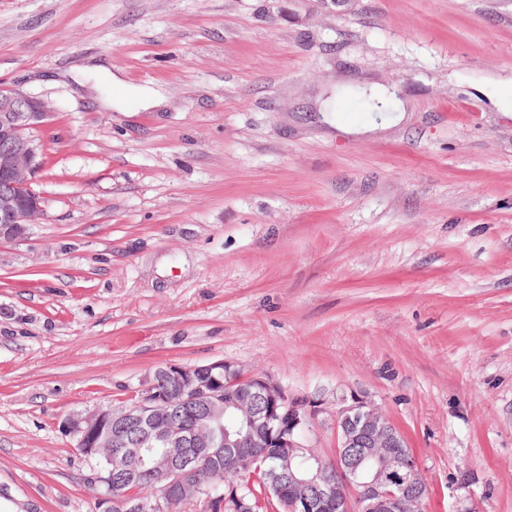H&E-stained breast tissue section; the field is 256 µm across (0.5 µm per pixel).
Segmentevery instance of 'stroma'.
<instances>
[{
    "mask_svg": "<svg viewBox=\"0 0 512 512\" xmlns=\"http://www.w3.org/2000/svg\"><path fill=\"white\" fill-rule=\"evenodd\" d=\"M511 76L512 0H0V88L48 111L0 239V512H103L62 420L221 359L322 399L328 455L337 398L380 405L421 512H512Z\"/></svg>",
    "mask_w": 512,
    "mask_h": 512,
    "instance_id": "stroma-1",
    "label": "stroma"
}]
</instances>
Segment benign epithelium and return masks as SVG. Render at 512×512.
Here are the masks:
<instances>
[{"instance_id":"7a95c632","label":"benign epithelium","mask_w":512,"mask_h":512,"mask_svg":"<svg viewBox=\"0 0 512 512\" xmlns=\"http://www.w3.org/2000/svg\"><path fill=\"white\" fill-rule=\"evenodd\" d=\"M46 116L39 99L0 89V236L21 238L41 211V197L32 189L42 166L41 143L33 135ZM237 373L234 363L212 362L206 367L167 363L141 390L131 408L102 410L97 407L70 414L63 429L75 447L89 452L106 433L118 455L142 458L146 474L160 485L155 508L173 512L172 503L195 484L198 468H178L173 456L161 461L152 451L162 443L181 448H206L208 458L232 464L242 459L243 448H276L280 458L308 453L301 470L271 467L272 487L288 498L289 512H412L429 493L421 478V464L414 449L379 406L365 396L341 398L336 408V448L326 455L304 444L321 411L320 400L290 398L272 380L258 375L231 378L220 384L216 377L203 379V369ZM178 385L175 398L153 396L155 377ZM193 404L200 419H209L211 431L186 427L182 411ZM236 413L233 429L224 427L221 414Z\"/></svg>"}]
</instances>
